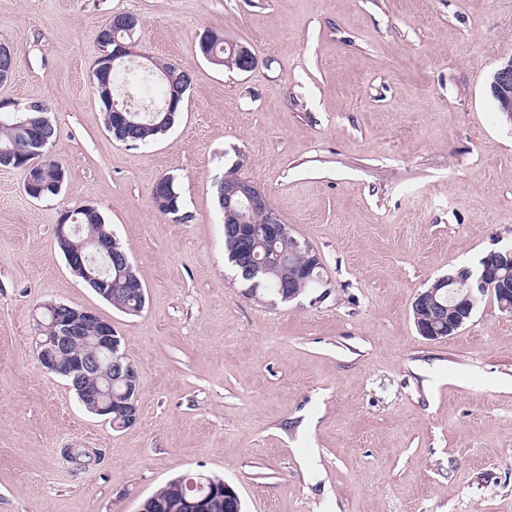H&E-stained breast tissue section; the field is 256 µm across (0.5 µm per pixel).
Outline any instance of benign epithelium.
<instances>
[{
	"mask_svg": "<svg viewBox=\"0 0 512 512\" xmlns=\"http://www.w3.org/2000/svg\"><path fill=\"white\" fill-rule=\"evenodd\" d=\"M139 23L137 16L131 13H115L112 15V50H104L96 57L92 69L98 73L100 62L108 60L109 66L137 56L142 59L141 67H153L156 57L135 50L136 42H126L119 35L132 34ZM213 38L224 40V46L230 48L237 56L240 69L250 71L256 65V57L251 48L239 41L223 39L215 34ZM14 54L9 45L0 42V82L11 79L14 65L11 61ZM180 69L177 64H168L165 81L168 88L167 101L176 105L183 100L188 85L177 81L175 72ZM490 89L499 103L500 110L512 121V57L503 62L492 74ZM105 123L114 133L113 139L127 143L125 134L133 125L131 109L112 101L106 113ZM20 124L39 129V134L30 140V147L22 154L18 162L30 186L31 197L37 199L42 192L50 189L60 192L65 180V173H59L53 182H43L42 172L50 157L52 143L47 135L48 119H24ZM242 204L239 223H249V215L261 212L265 216L266 232L270 236L286 237L292 242L295 251L304 252L309 257L306 265L288 264V260L275 254L267 253L262 257L254 256L247 247V233L237 230L234 239L243 253L245 267L252 273H264L271 265L281 269L280 294L288 301L300 297L294 284L309 269L319 265L320 257L308 244L291 236L288 225L284 224L279 215L267 206L266 194L248 180L234 183L226 188L224 204L232 207V202ZM95 209L91 204H83L77 209L66 210L62 219L58 220L55 231V244L64 255L70 271L105 300L112 299V283L116 282L137 289L140 299H145L144 287L136 274L128 254L122 251V245L106 224H92L93 232L86 239L76 242L74 238L83 231V225L76 223V211ZM115 264V270H103L99 259ZM448 286V302L437 300L439 290L430 288L418 293L412 301L415 310L424 309L429 312L425 323H416L419 333L429 340H441L457 335L470 321L473 315L474 299L478 294L494 291L507 298L512 294V281L500 276L490 267L484 266L477 271L469 268L458 270L456 277L448 280L440 277ZM44 309L50 313V322H37L38 334H46V338L38 341L37 358L46 370L65 378L72 388H77L82 404L99 416L105 417L117 428H128L139 419L137 406L139 373L135 365L128 360L122 351L123 337L119 335L112 322L102 319L98 313L88 307L74 306L64 303H46ZM100 379L112 385L122 382L124 391L112 396V390L104 391L99 386L89 385L90 379ZM197 482L208 489L202 499H183L175 508L180 512H209L213 504L226 506V512H240V498L235 489L224 479L197 476Z\"/></svg>",
	"mask_w": 512,
	"mask_h": 512,
	"instance_id": "1",
	"label": "benign epithelium"
}]
</instances>
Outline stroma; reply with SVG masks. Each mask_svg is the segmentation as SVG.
Returning a JSON list of instances; mask_svg holds the SVG:
<instances>
[{
  "label": "stroma",
  "instance_id": "stroma-1",
  "mask_svg": "<svg viewBox=\"0 0 512 512\" xmlns=\"http://www.w3.org/2000/svg\"><path fill=\"white\" fill-rule=\"evenodd\" d=\"M138 16L140 47L191 77L147 147L112 139L96 36ZM212 30L248 72L204 59ZM16 55L0 99L57 128L60 195L0 167V512H137L169 480L223 478L244 512H512V313L483 296L444 340L411 303L512 243V123L491 72L512 0H0ZM321 256L323 283L272 305L224 257L217 183L232 164ZM175 177L178 214L153 187ZM93 203L146 288L127 315L67 268L62 211ZM94 308L137 366L117 430L36 355L46 302ZM212 38L217 40H223L219 43H213L211 45V51L219 57L226 59L228 57V51L224 52V48L228 47L232 52H234L237 56V61L239 63V68L242 71H251L256 65V57L251 48L239 41H233L224 38L222 35L213 34L211 32Z\"/></svg>",
  "mask_w": 512,
  "mask_h": 512
}]
</instances>
